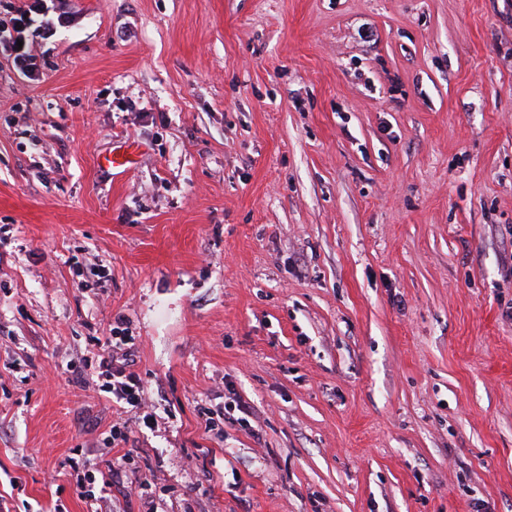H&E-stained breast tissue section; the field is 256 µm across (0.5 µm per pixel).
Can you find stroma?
Returning a JSON list of instances; mask_svg holds the SVG:
<instances>
[{
  "label": "stroma",
  "mask_w": 512,
  "mask_h": 512,
  "mask_svg": "<svg viewBox=\"0 0 512 512\" xmlns=\"http://www.w3.org/2000/svg\"><path fill=\"white\" fill-rule=\"evenodd\" d=\"M41 2L33 69L0 43V512H92L119 313L157 512H512V0ZM139 144L131 139H125L117 145L112 152L104 157L101 166L107 169L124 171L132 163V156L138 150Z\"/></svg>",
  "instance_id": "obj_1"
}]
</instances>
